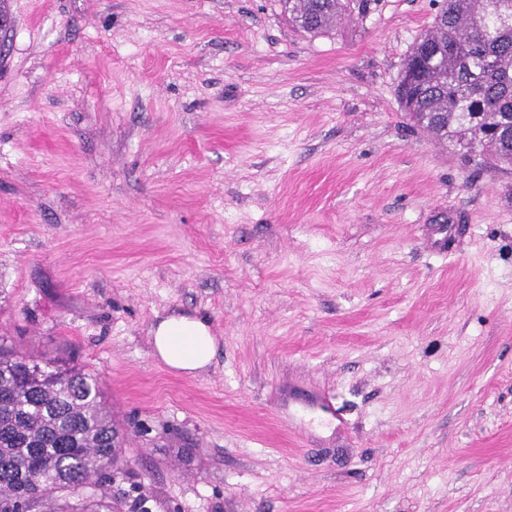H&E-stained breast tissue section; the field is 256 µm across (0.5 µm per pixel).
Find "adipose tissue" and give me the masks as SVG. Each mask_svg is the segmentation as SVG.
I'll use <instances>...</instances> for the list:
<instances>
[{
	"mask_svg": "<svg viewBox=\"0 0 512 512\" xmlns=\"http://www.w3.org/2000/svg\"><path fill=\"white\" fill-rule=\"evenodd\" d=\"M151 334L154 356L178 374H199L210 365L216 351L210 326L195 316L172 314L158 318Z\"/></svg>",
	"mask_w": 512,
	"mask_h": 512,
	"instance_id": "adipose-tissue-1",
	"label": "adipose tissue"
}]
</instances>
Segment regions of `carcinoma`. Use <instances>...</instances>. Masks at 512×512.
<instances>
[{
	"instance_id": "obj_1",
	"label": "carcinoma",
	"mask_w": 512,
	"mask_h": 512,
	"mask_svg": "<svg viewBox=\"0 0 512 512\" xmlns=\"http://www.w3.org/2000/svg\"><path fill=\"white\" fill-rule=\"evenodd\" d=\"M307 34L336 25L346 0H285ZM398 101L464 157L512 167V0H443L403 64ZM117 431L97 378L46 372L0 336V512H123L112 499Z\"/></svg>"
}]
</instances>
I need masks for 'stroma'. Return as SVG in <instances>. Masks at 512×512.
<instances>
[{
  "mask_svg": "<svg viewBox=\"0 0 512 512\" xmlns=\"http://www.w3.org/2000/svg\"><path fill=\"white\" fill-rule=\"evenodd\" d=\"M440 4L0 0V336L97 377L149 512H512V169L396 97ZM291 21L304 33L319 34L336 25L346 12L344 0H285ZM151 334L153 355L174 373L196 376L210 365L216 351L211 327L196 316H163Z\"/></svg>",
  "mask_w": 512,
  "mask_h": 512,
  "instance_id": "1",
  "label": "stroma"
}]
</instances>
